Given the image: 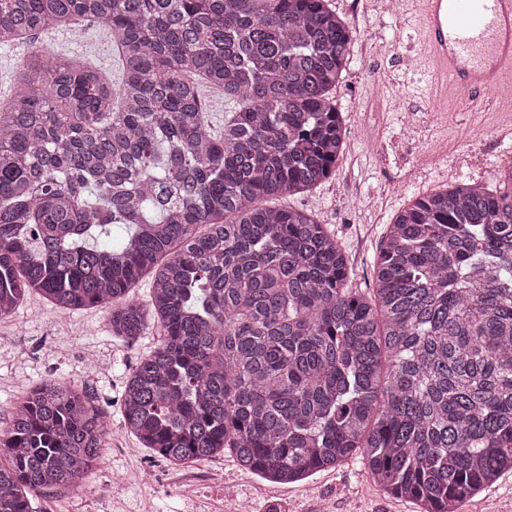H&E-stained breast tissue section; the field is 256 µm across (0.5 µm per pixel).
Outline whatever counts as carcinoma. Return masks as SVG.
Masks as SVG:
<instances>
[{
	"instance_id": "carcinoma-1",
	"label": "carcinoma",
	"mask_w": 512,
	"mask_h": 512,
	"mask_svg": "<svg viewBox=\"0 0 512 512\" xmlns=\"http://www.w3.org/2000/svg\"><path fill=\"white\" fill-rule=\"evenodd\" d=\"M89 19L118 90L40 52L0 106V319L36 291L110 307L127 341L156 327L122 417L175 465L228 452L288 485L358 457L421 512L511 472L512 160L499 192L459 181L400 211L366 295L327 225L280 204L346 145L334 91L357 34L331 0H0V45ZM203 83L234 106L218 130ZM112 224L121 247L93 242ZM106 438L76 387H32L0 432V512L79 488Z\"/></svg>"
}]
</instances>
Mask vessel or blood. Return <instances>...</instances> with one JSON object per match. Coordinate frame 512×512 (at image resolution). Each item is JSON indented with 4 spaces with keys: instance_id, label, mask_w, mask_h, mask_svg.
I'll list each match as a JSON object with an SVG mask.
<instances>
[{
    "instance_id": "b4317fda",
    "label": "vessel or blood",
    "mask_w": 512,
    "mask_h": 512,
    "mask_svg": "<svg viewBox=\"0 0 512 512\" xmlns=\"http://www.w3.org/2000/svg\"><path fill=\"white\" fill-rule=\"evenodd\" d=\"M424 61L448 92L512 98V0H417Z\"/></svg>"
}]
</instances>
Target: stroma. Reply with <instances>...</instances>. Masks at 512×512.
Instances as JSON below:
<instances>
[{"label":"stroma","mask_w":512,"mask_h":512,"mask_svg":"<svg viewBox=\"0 0 512 512\" xmlns=\"http://www.w3.org/2000/svg\"><path fill=\"white\" fill-rule=\"evenodd\" d=\"M337 12L357 32L353 58L336 97L347 116L348 139L331 176L290 200L335 230L351 261V279L368 288L373 261L387 224L415 195L457 181L495 189L500 153L512 150L507 113L487 110L482 124L463 112H449L448 126L410 127L409 113L424 114L427 88L414 6L399 10H357V0H334ZM79 39L57 31L37 41L0 48V103H7L26 57L35 50L81 55L111 85L121 77L119 58L104 24L88 23ZM387 102L376 142L364 136L359 120L371 91ZM440 140L436 164L413 166V150ZM108 310L95 307L62 312L30 293L13 316L0 320V431L12 407L29 387L48 379L78 385L105 414L107 444L98 464L77 490L46 489L36 496L37 512H419L406 499L384 493L360 459L314 474L307 481L278 485L242 470L231 455L174 465L124 427L120 396L136 361L157 344L155 330L135 343L112 336ZM154 472L143 482L144 469ZM196 488L184 497L180 484Z\"/></svg>","instance_id":"obj_1"}]
</instances>
